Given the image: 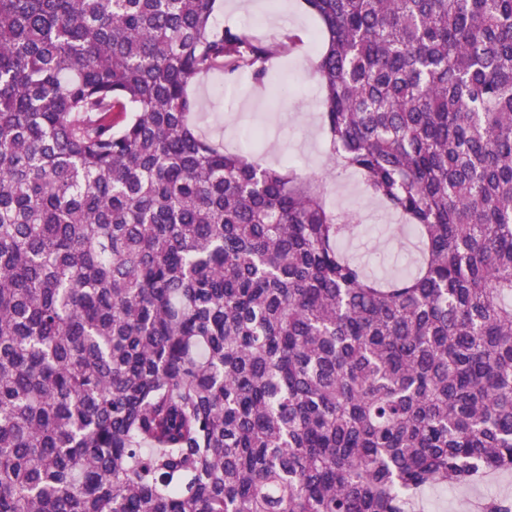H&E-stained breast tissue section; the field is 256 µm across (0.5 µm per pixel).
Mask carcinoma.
<instances>
[{"mask_svg":"<svg viewBox=\"0 0 512 512\" xmlns=\"http://www.w3.org/2000/svg\"><path fill=\"white\" fill-rule=\"evenodd\" d=\"M370 274L192 82L301 41L215 0H0V512H411L512 473V0H304ZM481 512H512L490 496Z\"/></svg>","mask_w":512,"mask_h":512,"instance_id":"1","label":"carcinoma"}]
</instances>
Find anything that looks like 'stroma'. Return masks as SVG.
<instances>
[{
  "instance_id": "obj_1",
  "label": "stroma",
  "mask_w": 512,
  "mask_h": 512,
  "mask_svg": "<svg viewBox=\"0 0 512 512\" xmlns=\"http://www.w3.org/2000/svg\"><path fill=\"white\" fill-rule=\"evenodd\" d=\"M228 2L218 0L215 16L219 23L256 35L291 29L303 35L305 44L275 63L272 81L290 89L287 101L278 108H269L263 91L247 80L239 84L232 104L211 97L212 91L223 84L222 75L214 74L191 85V94L205 104L202 131L211 139L228 144L243 129L264 127L267 140L258 146V159L265 164L295 159L298 175L316 179L332 209L354 219L355 226L343 241V250L376 274L393 272L395 264L412 252L406 232L398 220L366 195L357 176L331 172L328 166L321 92L315 73L322 47L317 20L303 0H279L277 10L265 6L257 12L228 9ZM505 494L512 495L511 473L449 489L440 507L442 512H474L479 499Z\"/></svg>"
}]
</instances>
